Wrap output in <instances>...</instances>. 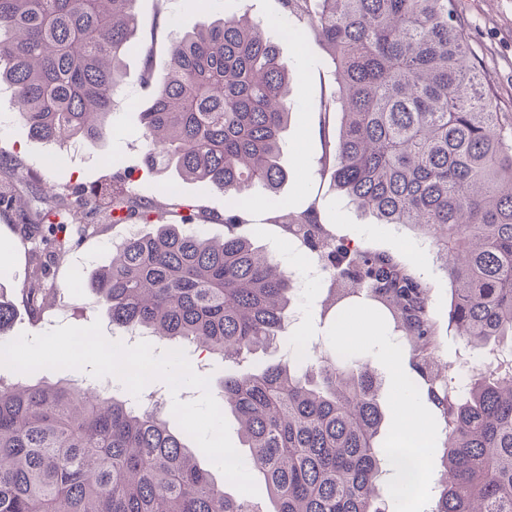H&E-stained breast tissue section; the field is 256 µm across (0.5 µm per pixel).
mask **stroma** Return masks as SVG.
<instances>
[{
  "instance_id": "obj_1",
  "label": "stroma",
  "mask_w": 512,
  "mask_h": 512,
  "mask_svg": "<svg viewBox=\"0 0 512 512\" xmlns=\"http://www.w3.org/2000/svg\"><path fill=\"white\" fill-rule=\"evenodd\" d=\"M251 3V18L278 43L289 69L297 74L288 96L292 119L285 133L282 156L288 180L281 189V198L296 210L304 209L312 198H319L322 221L332 225L336 235L355 239L365 247L399 252L428 283L437 325L438 354L451 372H459L465 362L471 361L472 354L448 326L450 285L432 258L417 248L418 233L408 229L403 238H396L392 225L379 223L373 215L360 212L340 198L330 184L329 174L321 170L325 147L318 134V105L333 85V76L323 63L321 46L305 26L284 28L282 0H251ZM455 3L483 83L494 91L500 111L512 113V0H455ZM135 10L137 48L123 61L117 104L109 118L111 136L100 143L71 146L59 154L50 146L31 140L22 121L12 119L9 125H0V185L27 197H40V206L45 209L54 202L50 191L53 185H64L67 192L75 194L121 176L125 179V189L152 202L164 223L176 224L182 216L190 215L207 237L223 238L224 211L228 205L223 194L201 182H178L171 173L148 172L141 164L140 114L149 98L144 85L146 71L163 69L171 38L175 33L195 27L204 13L192 7L188 0H137ZM32 172L39 175V184L28 181L27 176ZM173 182L178 185L177 194H164L163 185ZM81 221L86 225L85 231L72 235L67 252L54 264L53 281L61 291L51 298L43 320H33L24 308H17L13 322L1 333L6 340H14L23 333L39 335L50 326L84 327L95 321L100 322L108 340H122V333L112 326L90 288L70 293L66 287L74 269H81L87 277L94 269L109 264L113 246L122 240L127 229L121 224L113 225L111 219L91 210L82 214ZM31 259V245L23 239L15 216L0 213V286L22 287L31 270ZM288 270L300 284L298 306L304 312V320L290 324L276 348L255 351L249 367L278 362L302 338L322 351L336 348L335 323L318 315L319 280L308 278L305 266L300 264L289 265ZM356 354L360 362L369 364L384 379L383 429L393 432L399 401L392 373L400 371L409 379L413 372L404 360L397 367H390L370 343L357 348Z\"/></svg>"
}]
</instances>
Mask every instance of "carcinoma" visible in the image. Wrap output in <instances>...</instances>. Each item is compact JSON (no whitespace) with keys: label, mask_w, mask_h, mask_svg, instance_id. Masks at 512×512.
Listing matches in <instances>:
<instances>
[{"label":"carcinoma","mask_w":512,"mask_h":512,"mask_svg":"<svg viewBox=\"0 0 512 512\" xmlns=\"http://www.w3.org/2000/svg\"><path fill=\"white\" fill-rule=\"evenodd\" d=\"M136 0H0V87L34 140L68 146L109 131L117 73L132 48ZM327 49L336 84L322 125H339L323 164L340 195L384 224L419 229L444 260L458 335L474 352L509 353L456 383L437 353L430 289L396 251L338 238L318 204L277 201L292 74L276 42L244 18L204 19L175 34L161 73L147 70L142 164L202 181L234 200L224 240L180 224L127 236L88 285L112 325L149 329L180 348L233 359L276 344L293 276L241 234L235 211L258 201L282 234L302 236L325 272L320 317L365 308L405 344L416 392L444 423L431 512H512V113L481 81L454 0H282ZM112 223L151 224L155 207L100 188ZM77 205L34 212L1 195L53 252ZM48 265L32 257L21 302L38 319ZM15 307L0 288V331ZM382 379L347 353L289 358L222 380L220 408L239 424L243 461L263 475L273 512H385L379 478ZM162 404L88 397L34 374L0 382V512H257L218 485Z\"/></svg>","instance_id":"1"}]
</instances>
